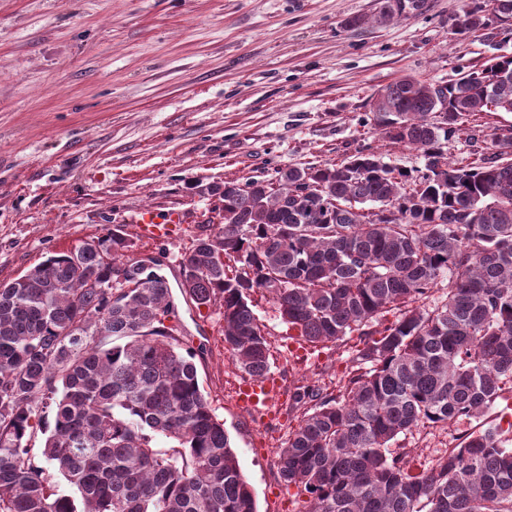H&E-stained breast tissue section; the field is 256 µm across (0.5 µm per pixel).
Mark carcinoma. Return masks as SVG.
I'll list each match as a JSON object with an SVG mask.
<instances>
[{
  "instance_id": "obj_1",
  "label": "carcinoma",
  "mask_w": 512,
  "mask_h": 512,
  "mask_svg": "<svg viewBox=\"0 0 512 512\" xmlns=\"http://www.w3.org/2000/svg\"><path fill=\"white\" fill-rule=\"evenodd\" d=\"M425 7L380 0L349 24ZM461 17L460 36L512 40V0H463ZM370 108L373 129L423 167L362 149L226 181L222 222L192 237L179 288L199 308L220 306L224 349L248 376L270 367L257 294L309 343L358 337L338 394H293L303 416L278 468L300 512H512L501 424L416 474L400 443L479 420L512 392V130H491L473 166L448 162L463 117L512 112V55L448 83L400 76ZM130 248L116 228L0 282V512H258L193 354L181 352L162 260L146 266ZM40 435L70 492L31 465Z\"/></svg>"
}]
</instances>
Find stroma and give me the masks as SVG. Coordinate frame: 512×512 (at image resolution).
Returning <instances> with one entry per match:
<instances>
[{
  "label": "stroma",
  "instance_id": "obj_1",
  "mask_svg": "<svg viewBox=\"0 0 512 512\" xmlns=\"http://www.w3.org/2000/svg\"><path fill=\"white\" fill-rule=\"evenodd\" d=\"M460 5L428 0L408 18L352 28L348 19L375 14L379 0H0V281L119 226L131 256L163 254L175 283L198 225L220 219L209 186L336 162L362 146L391 165L422 166L363 120L395 78L448 82L492 54L481 34L455 35ZM511 126L512 113L469 117L448 141L449 161L470 164V135ZM144 207L182 222L148 237L133 222ZM173 297L258 512H299L278 470L298 424L291 396L301 385L337 393L350 341L294 355L296 331L260 302L270 371L287 398L277 418L256 425L234 402L243 375L224 349L218 307ZM468 429L457 422L408 437L412 472L435 465Z\"/></svg>",
  "mask_w": 512,
  "mask_h": 512
}]
</instances>
